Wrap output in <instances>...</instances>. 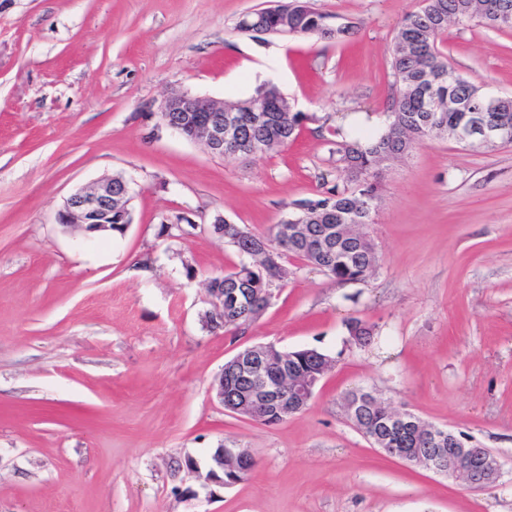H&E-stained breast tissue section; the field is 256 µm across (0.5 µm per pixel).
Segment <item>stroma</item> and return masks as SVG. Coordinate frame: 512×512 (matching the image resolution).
Here are the masks:
<instances>
[{
	"label": "stroma",
	"instance_id": "stroma-1",
	"mask_svg": "<svg viewBox=\"0 0 512 512\" xmlns=\"http://www.w3.org/2000/svg\"><path fill=\"white\" fill-rule=\"evenodd\" d=\"M312 3L357 29L237 31L270 0H0V512H512V144L414 146L380 170L366 281L288 256L253 324L206 323L209 279L244 260L208 224L262 233L341 181L333 144L383 131L392 40L422 6ZM440 48L512 96V30L453 24ZM266 81L307 115L275 152L226 159L160 122L172 92L233 100ZM116 173L130 184L124 234L57 223L73 192ZM181 216L194 229L161 233ZM352 317L373 325L368 347L347 344ZM257 345L334 360L275 425L212 389ZM358 389L468 435L500 478L474 490L374 448L344 409ZM221 446L250 450L246 481H207Z\"/></svg>",
	"mask_w": 512,
	"mask_h": 512
}]
</instances>
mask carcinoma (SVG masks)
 I'll return each instance as SVG.
<instances>
[{"label":"carcinoma","mask_w":512,"mask_h":512,"mask_svg":"<svg viewBox=\"0 0 512 512\" xmlns=\"http://www.w3.org/2000/svg\"><path fill=\"white\" fill-rule=\"evenodd\" d=\"M512 8V0H424V6L408 13L394 39L390 66L397 95L390 108L388 128L364 141L336 142V162L343 165V186L337 185L315 199L296 203L305 229L290 232L283 220L255 234L239 224L224 221V240L240 253L255 251L248 264L210 280L208 287L224 289V322L213 327L242 329L259 318L265 309V292L274 287L275 268L282 255L297 256L333 278L343 282L365 280L376 265L373 244L362 226L373 221L380 199L378 167L387 159L404 156L414 145L448 128L465 123L471 102L481 95L473 82L456 73L438 47L450 23L475 21L501 29L497 14L502 4ZM288 26L295 37L341 40L339 17L317 11L310 0H296L288 12ZM288 99L273 84H262L250 97L227 103L236 109L237 123L244 143L257 146L264 155L295 139L308 120L302 112L286 111ZM262 111L252 112L250 108ZM345 327L347 343L358 347L370 344L373 326L359 318H350ZM293 358L275 356L265 367L269 381L287 380L292 374L318 372L324 352L316 348L295 350ZM253 384L224 363L225 409L241 405L251 407L249 419L265 425L276 424L286 413L300 411V403L287 407L269 401L252 400ZM349 402L359 404L351 419L359 431L374 428L386 432L383 401L376 403L364 392L351 393ZM252 462L224 457L225 485L248 479Z\"/></svg>","instance_id":"1"}]
</instances>
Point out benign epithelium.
Segmentation results:
<instances>
[{"mask_svg":"<svg viewBox=\"0 0 512 512\" xmlns=\"http://www.w3.org/2000/svg\"><path fill=\"white\" fill-rule=\"evenodd\" d=\"M268 13L278 14L280 37H290L288 9L284 8V4L258 9L253 15L259 17ZM497 100L496 96L482 95V112L473 115L467 128L448 130V136L464 141L473 148L488 147L511 139V129L494 125L483 116V113L492 110ZM160 111L167 113L162 120L166 127L188 140L203 143L211 154L227 157L240 154L235 126L231 120L224 119V101L206 100L188 92H175L162 101ZM129 193V183L125 177H106L91 187L72 193L58 213V223L74 226L87 236L112 230L114 218L119 223L128 225L132 223L128 208ZM320 381L321 378L316 375L290 378L288 396L295 401L308 402ZM387 419L390 426L396 429L409 427L415 430L430 446L447 442L454 446L455 453L448 456L438 450H431L413 454L398 447L395 441L383 439L375 433L365 434L367 440L386 455L423 466L438 474L460 478L472 489H483L495 483L501 476L502 464L497 455L487 448L472 446L470 440L459 437L454 431L425 423L406 410H390L387 412ZM226 452L244 460L251 457L246 448H219L212 459L209 481L224 483Z\"/></svg>","mask_w":512,"mask_h":512,"instance_id":"benign-epithelium-1","label":"benign epithelium"}]
</instances>
